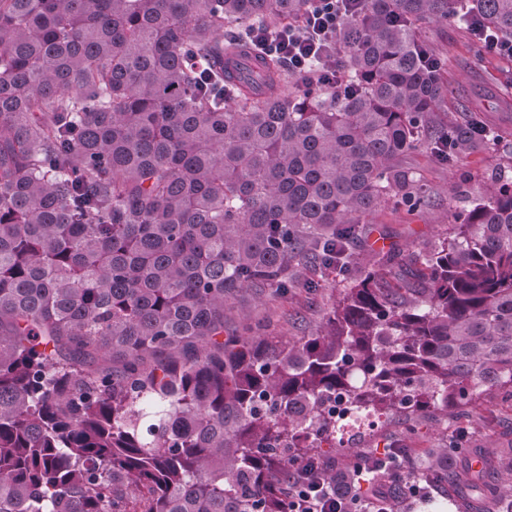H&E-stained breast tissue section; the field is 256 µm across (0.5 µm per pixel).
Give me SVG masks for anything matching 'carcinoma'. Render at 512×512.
I'll return each mask as SVG.
<instances>
[{
  "instance_id": "carcinoma-1",
  "label": "carcinoma",
  "mask_w": 512,
  "mask_h": 512,
  "mask_svg": "<svg viewBox=\"0 0 512 512\" xmlns=\"http://www.w3.org/2000/svg\"><path fill=\"white\" fill-rule=\"evenodd\" d=\"M315 0H0V512H283L353 418L512 395V180L296 342L224 337L244 289L339 265L398 165L466 151L422 24L512 39V0H357L343 84L260 47Z\"/></svg>"
}]
</instances>
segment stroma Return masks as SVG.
<instances>
[{
  "instance_id": "1",
  "label": "stroma",
  "mask_w": 512,
  "mask_h": 512,
  "mask_svg": "<svg viewBox=\"0 0 512 512\" xmlns=\"http://www.w3.org/2000/svg\"><path fill=\"white\" fill-rule=\"evenodd\" d=\"M421 34L448 69L449 122L465 124L480 116L488 140L445 160L428 150L403 158L402 168L424 191L420 205L393 197L368 215L348 246L347 271L303 265L299 275L304 287L285 294L270 289L240 293L224 309L225 335H240L247 321L260 325L263 335L288 341L318 333L338 294L363 271H379L392 283L411 278L415 260L449 236L484 184L512 178V58L487 55L462 24L433 21L422 26ZM461 428L467 431L464 451L449 464L447 485L432 492L430 502L416 506L415 512H461L465 504L473 512H492V498L472 488L471 475L483 472L486 484L499 486L512 475V401L494 388H482L462 415L385 417L381 427L358 438L356 448H340L323 459L342 473L352 453H376L397 445L406 448L415 470L422 471L440 460L441 448Z\"/></svg>"
}]
</instances>
